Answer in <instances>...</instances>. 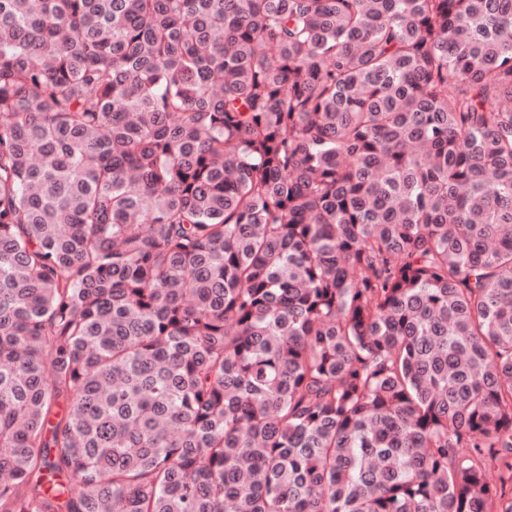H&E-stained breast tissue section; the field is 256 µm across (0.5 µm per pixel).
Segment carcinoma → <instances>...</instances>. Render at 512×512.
Here are the masks:
<instances>
[{
    "instance_id": "carcinoma-1",
    "label": "carcinoma",
    "mask_w": 512,
    "mask_h": 512,
    "mask_svg": "<svg viewBox=\"0 0 512 512\" xmlns=\"http://www.w3.org/2000/svg\"><path fill=\"white\" fill-rule=\"evenodd\" d=\"M0 512H512V0H0Z\"/></svg>"
}]
</instances>
